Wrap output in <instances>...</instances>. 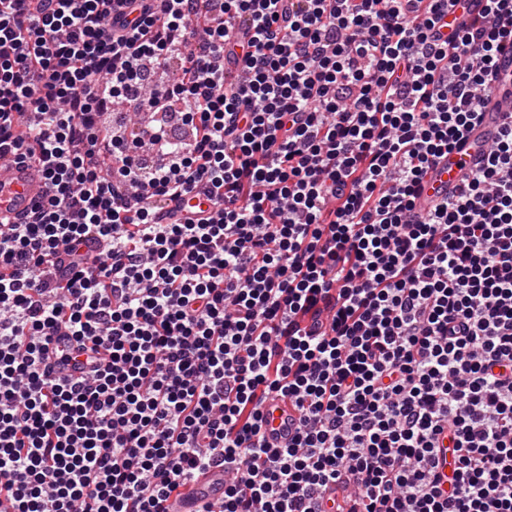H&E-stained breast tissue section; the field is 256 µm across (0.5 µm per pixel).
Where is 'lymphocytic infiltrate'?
I'll return each mask as SVG.
<instances>
[{
	"label": "lymphocytic infiltrate",
	"instance_id": "lymphocytic-infiltrate-1",
	"mask_svg": "<svg viewBox=\"0 0 512 512\" xmlns=\"http://www.w3.org/2000/svg\"><path fill=\"white\" fill-rule=\"evenodd\" d=\"M457 2L0 0V154L49 184L0 224L14 512H168L215 464L203 512H512V118L415 212L512 50V0ZM168 208L181 215H191V212L195 211L196 214L194 215L196 216H206L215 209L213 203L204 192H194L184 196L182 200L172 201ZM274 406L275 410L273 413L267 415V423L264 426L265 434L270 443L282 445V439L273 441L271 436L284 432L286 425L283 422L287 419L288 412L291 413V409L288 406V399L276 398Z\"/></svg>",
	"mask_w": 512,
	"mask_h": 512
}]
</instances>
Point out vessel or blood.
Segmentation results:
<instances>
[{
  "instance_id": "vessel-or-blood-1",
  "label": "vessel or blood",
  "mask_w": 512,
  "mask_h": 512,
  "mask_svg": "<svg viewBox=\"0 0 512 512\" xmlns=\"http://www.w3.org/2000/svg\"><path fill=\"white\" fill-rule=\"evenodd\" d=\"M512 113V90L501 89L487 99L484 117L471 132L466 145L440 160L427 178L424 192L426 203L452 192L462 174L474 168L483 156L487 139L500 125L503 117ZM48 185L33 165L0 159V219L23 221L33 206L47 193ZM170 210L188 215L191 212L210 214L214 205L205 193H192L173 201ZM224 496V469L213 466L199 472L190 487V496L179 503L174 512H197L199 504L217 502Z\"/></svg>"
}]
</instances>
